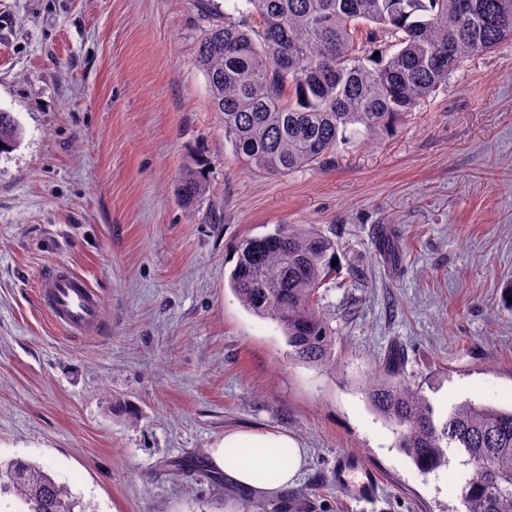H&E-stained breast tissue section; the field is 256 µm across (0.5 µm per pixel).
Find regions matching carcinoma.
<instances>
[{
  "instance_id": "1",
  "label": "carcinoma",
  "mask_w": 512,
  "mask_h": 512,
  "mask_svg": "<svg viewBox=\"0 0 512 512\" xmlns=\"http://www.w3.org/2000/svg\"><path fill=\"white\" fill-rule=\"evenodd\" d=\"M258 16L207 21L196 63L236 160L268 175L332 162L343 139L395 134L408 115L448 87L469 57L512 40V0H246ZM384 43L379 56L367 44ZM23 128L0 111V154ZM203 171L181 172L178 194L192 207L206 194ZM229 284L242 306L275 322L290 356L331 367L335 336L316 306L340 266L336 241L314 224H279L240 240ZM371 407L393 428L396 447L429 473L448 450L472 468L458 485L463 512H512V408L466 400L441 423L419 387L392 368L367 388ZM0 485L27 512H75L79 502L42 467L0 463Z\"/></svg>"
}]
</instances>
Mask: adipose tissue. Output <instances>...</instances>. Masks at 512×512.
Masks as SVG:
<instances>
[{"label": "adipose tissue", "mask_w": 512, "mask_h": 512, "mask_svg": "<svg viewBox=\"0 0 512 512\" xmlns=\"http://www.w3.org/2000/svg\"><path fill=\"white\" fill-rule=\"evenodd\" d=\"M210 467L223 473L238 489L265 497L279 495L300 479L308 466V453L292 433L277 431H228L206 450ZM269 478H256L257 468Z\"/></svg>", "instance_id": "adipose-tissue-1"}]
</instances>
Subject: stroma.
Masks as SVG:
<instances>
[{
  "mask_svg": "<svg viewBox=\"0 0 512 512\" xmlns=\"http://www.w3.org/2000/svg\"><path fill=\"white\" fill-rule=\"evenodd\" d=\"M197 0H0V461L42 466L81 512H460L458 456L431 473L395 446L364 389L386 360L438 418L512 406V41L466 60L384 141L268 177L234 158L196 64ZM206 164L191 209L177 179ZM315 224L345 285L321 305L335 369L290 360L229 286L233 249ZM53 262L85 275L102 326L68 336L42 308ZM285 430L309 450L273 498L229 488L206 448ZM382 482L343 497L341 451ZM23 128L10 112L0 111V154L8 153L21 141Z\"/></svg>",
  "mask_w": 512,
  "mask_h": 512,
  "instance_id": "35a3bbf8",
  "label": "stroma"
}]
</instances>
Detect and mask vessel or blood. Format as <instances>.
Returning <instances> with one entry per match:
<instances>
[{
	"label": "vessel or blood",
	"instance_id": "1",
	"mask_svg": "<svg viewBox=\"0 0 512 512\" xmlns=\"http://www.w3.org/2000/svg\"><path fill=\"white\" fill-rule=\"evenodd\" d=\"M38 294L54 324L68 335H84L102 320V297L68 265L53 263L39 279ZM328 480L352 499L371 501L381 492L374 471L346 451L337 455Z\"/></svg>",
	"mask_w": 512,
	"mask_h": 512
}]
</instances>
